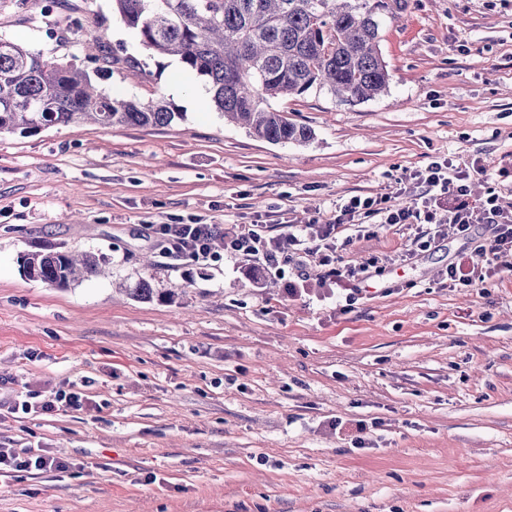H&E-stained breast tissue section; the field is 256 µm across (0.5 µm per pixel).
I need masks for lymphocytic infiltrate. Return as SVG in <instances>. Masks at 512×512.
Here are the masks:
<instances>
[{
	"instance_id": "f902f5d3",
	"label": "lymphocytic infiltrate",
	"mask_w": 512,
	"mask_h": 512,
	"mask_svg": "<svg viewBox=\"0 0 512 512\" xmlns=\"http://www.w3.org/2000/svg\"><path fill=\"white\" fill-rule=\"evenodd\" d=\"M480 162L457 168L454 175L445 174L439 163H432L414 175L421 187L418 204L400 207L391 204L387 196L353 197L340 206L338 215L326 223L311 222L308 228L289 225L279 235L266 236L262 225L242 224L237 231L225 233L220 224H160L155 232L164 256H192L198 260L211 258L210 242L223 237L227 251L262 257L265 265L277 266L305 251L306 234L319 238L322 262L331 268V276L350 281L345 295L347 306H354L362 293L361 285L371 278L378 264L370 257L346 270L335 269L336 236L349 225H357L359 233H366L367 219L377 217L385 224H448L457 234L487 257L486 270L479 271L463 264L450 263L444 272L450 286L472 287L493 276L512 275V211L500 204V196L488 191L480 202L470 200V183L474 176L483 174ZM12 471L38 473L65 471L67 460L45 448H0V468Z\"/></svg>"
}]
</instances>
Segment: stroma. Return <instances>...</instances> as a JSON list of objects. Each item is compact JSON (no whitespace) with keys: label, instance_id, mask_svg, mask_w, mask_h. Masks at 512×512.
<instances>
[{"label":"stroma","instance_id":"stroma-1","mask_svg":"<svg viewBox=\"0 0 512 512\" xmlns=\"http://www.w3.org/2000/svg\"><path fill=\"white\" fill-rule=\"evenodd\" d=\"M42 2L0 0V36L86 68L84 44L107 32L148 77L115 69L100 87L182 117L0 135V445L72 464L0 477V512H512V278L444 285L449 263L480 261L452 227L410 261L415 226L338 247L346 265L379 259L348 313L318 253L278 269L221 248L173 259L151 231L258 222L274 236L354 196L411 204L434 161L481 160L472 200L512 202V0H409L381 34L387 94L273 100L313 128L306 145L225 121L110 0ZM47 247L105 255L109 274L66 289L26 277ZM143 277L175 302L128 296ZM59 389L84 407L9 411Z\"/></svg>","mask_w":512,"mask_h":512}]
</instances>
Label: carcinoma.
<instances>
[{"mask_svg":"<svg viewBox=\"0 0 512 512\" xmlns=\"http://www.w3.org/2000/svg\"><path fill=\"white\" fill-rule=\"evenodd\" d=\"M408 0H112V11L154 54L175 57L204 77L224 118L272 143L307 144L314 130L288 120L269 100L325 90L356 105L388 92L391 74L379 48L387 19ZM106 33L87 45L101 66L89 72L50 62L0 37V134L31 135L55 125L91 119L105 126H168L182 113L163 98H117L94 77L109 65L135 62L104 54ZM105 259L88 252L37 251L24 259L27 277L68 288L101 275ZM143 301H171L143 278L132 289Z\"/></svg>","mask_w":512,"mask_h":512,"instance_id":"obj_1","label":"carcinoma"}]
</instances>
